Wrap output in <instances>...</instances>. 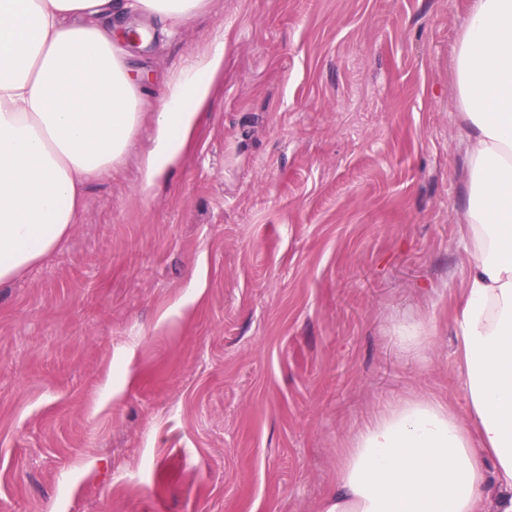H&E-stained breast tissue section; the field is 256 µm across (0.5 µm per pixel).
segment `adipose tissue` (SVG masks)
<instances>
[{
  "mask_svg": "<svg viewBox=\"0 0 512 512\" xmlns=\"http://www.w3.org/2000/svg\"><path fill=\"white\" fill-rule=\"evenodd\" d=\"M207 0H0V284L71 235L91 180L141 126L129 23L172 35ZM467 156V286L455 317L469 418L400 399L351 436L322 512H512V0H470L455 48ZM224 66V38L173 77L142 157L164 182Z\"/></svg>",
  "mask_w": 512,
  "mask_h": 512,
  "instance_id": "obj_1",
  "label": "adipose tissue"
}]
</instances>
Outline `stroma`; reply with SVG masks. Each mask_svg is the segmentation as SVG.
Returning a JSON list of instances; mask_svg holds the SVG:
<instances>
[{
    "mask_svg": "<svg viewBox=\"0 0 512 512\" xmlns=\"http://www.w3.org/2000/svg\"><path fill=\"white\" fill-rule=\"evenodd\" d=\"M467 9L209 0L133 50L151 110L219 32L224 68L166 182L143 190L138 136L64 246L0 285V512H319L394 400L467 418Z\"/></svg>",
    "mask_w": 512,
    "mask_h": 512,
    "instance_id": "stroma-1",
    "label": "stroma"
}]
</instances>
